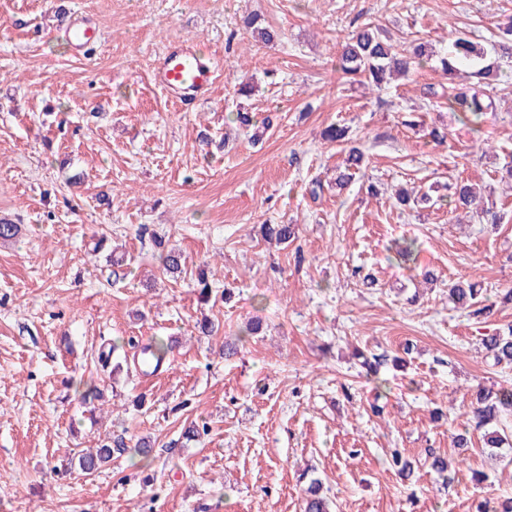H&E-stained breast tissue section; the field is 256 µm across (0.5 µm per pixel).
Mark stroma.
Instances as JSON below:
<instances>
[{
  "label": "stroma",
  "mask_w": 512,
  "mask_h": 512,
  "mask_svg": "<svg viewBox=\"0 0 512 512\" xmlns=\"http://www.w3.org/2000/svg\"><path fill=\"white\" fill-rule=\"evenodd\" d=\"M72 13L104 34L90 52L57 30ZM251 13L279 40L254 38ZM510 17L512 0H0V216L21 228L0 240V512H302L314 478L336 512H477L512 496V446L489 451L466 415L477 387H512V366L481 345L512 325L498 299L512 288V183L498 175L512 162V61L481 136L427 95L447 84L441 70L377 90L336 69L370 22L399 46L440 52L453 29L486 44ZM178 41L218 69L190 112L151 79ZM241 105L269 119L260 139L232 123ZM420 115L426 127L409 126ZM333 123L365 153L340 192L345 154L321 138ZM430 125L447 130L444 144ZM458 178L500 223L396 203L402 185L443 196ZM265 224L294 225L295 237L269 244ZM156 235L183 253L181 277L163 274ZM410 238L419 249L400 261ZM452 282L481 288L491 313L455 308ZM205 318L215 335L199 333ZM252 321L260 334H246ZM155 336L172 348L148 378L134 360ZM116 341L126 359L103 369ZM227 342L236 354L221 355ZM358 347L404 357L382 368L383 396ZM82 380L103 391L94 406L75 392ZM201 420L207 434L183 439ZM462 433L471 447H455ZM142 436L149 457L117 453L89 476L72 463L101 439ZM394 448L412 477L390 468Z\"/></svg>",
  "instance_id": "stroma-1"
}]
</instances>
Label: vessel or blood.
<instances>
[{
    "label": "vessel or blood",
    "mask_w": 512,
    "mask_h": 512,
    "mask_svg": "<svg viewBox=\"0 0 512 512\" xmlns=\"http://www.w3.org/2000/svg\"><path fill=\"white\" fill-rule=\"evenodd\" d=\"M64 37L74 50L91 41L85 20L69 17L63 26ZM151 77L182 110H189L206 95L214 77V65L196 43L182 42L173 46L151 72Z\"/></svg>",
    "instance_id": "obj_1"
}]
</instances>
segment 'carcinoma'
I'll use <instances>...</instances> for the list:
<instances>
[{
    "mask_svg": "<svg viewBox=\"0 0 512 512\" xmlns=\"http://www.w3.org/2000/svg\"><path fill=\"white\" fill-rule=\"evenodd\" d=\"M246 24L266 44L278 39L275 30L262 26L258 14L251 15ZM432 57L433 52L428 50L427 44L420 42L410 50H399L379 26L367 23L345 42L336 69L350 79L379 89L393 75L407 76L424 67ZM509 57L512 58V44L488 47L473 41L469 32L461 29L453 32L446 52L439 57L441 68L448 75V109L460 113L462 119L472 124L477 132L482 131L485 115L495 108V99L480 90V84L499 69V60ZM363 159L364 154L360 150L355 147L349 149L345 171L336 177V188L342 190L348 185L352 179L349 170L360 169ZM453 196L450 203L456 210L469 209L476 200L473 188L464 182L453 186ZM397 201L409 208L437 205L429 193L414 190H399ZM262 228L265 239L279 244L295 236V226L292 224H264ZM155 242L162 249L159 255L162 270L170 274L183 273L184 259L180 250L165 249V242L160 237ZM448 299L461 308L471 307L478 303V293L472 288L451 284L448 286ZM483 345L496 363L512 364V326L505 332L497 331L483 337ZM170 349L171 344L162 336L153 337L144 347L147 356L159 363L166 360ZM511 409V389L502 388L495 392L481 388L467 415L479 429L500 424L503 414ZM115 451H125V443L120 441L114 444L109 440L95 450L82 452L77 455V467L85 475L92 474L111 461ZM303 512H331L327 498L321 494V483L317 480L311 481L306 489Z\"/></svg>",
    "mask_w": 512,
    "mask_h": 512,
    "instance_id": "carcinoma-1",
    "label": "carcinoma"
}]
</instances>
